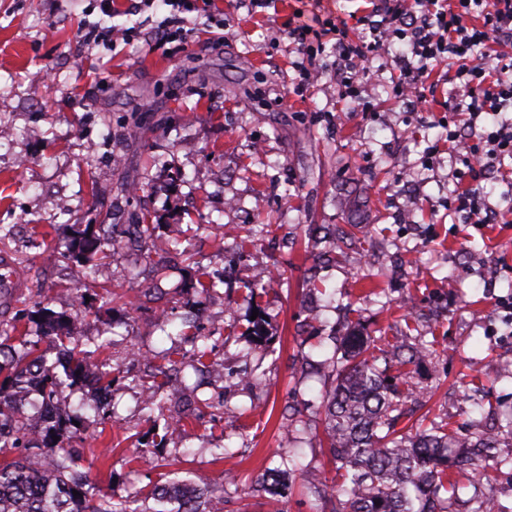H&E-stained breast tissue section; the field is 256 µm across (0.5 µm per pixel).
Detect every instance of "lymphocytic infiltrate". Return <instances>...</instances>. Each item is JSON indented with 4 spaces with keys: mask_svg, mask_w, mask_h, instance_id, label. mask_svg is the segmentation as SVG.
<instances>
[{
    "mask_svg": "<svg viewBox=\"0 0 512 512\" xmlns=\"http://www.w3.org/2000/svg\"><path fill=\"white\" fill-rule=\"evenodd\" d=\"M214 0H136L135 12L164 11L156 31L160 37L192 38L187 16L196 13L206 28H223L224 15ZM363 36L350 37L346 21L315 26L295 21L285 33L298 55L300 86L318 82L324 72V36L333 35L338 60L336 84L340 98H356L371 76L369 63L388 42L403 50L395 60L397 97L410 107L425 102L435 64L455 61L456 81L448 96V114L467 117L470 136L444 122L448 155L459 160L456 188L448 207L469 224H495L501 215L476 183L491 168L512 159V0H365L357 18ZM495 115L485 125L484 115Z\"/></svg>",
    "mask_w": 512,
    "mask_h": 512,
    "instance_id": "1",
    "label": "lymphocytic infiltrate"
}]
</instances>
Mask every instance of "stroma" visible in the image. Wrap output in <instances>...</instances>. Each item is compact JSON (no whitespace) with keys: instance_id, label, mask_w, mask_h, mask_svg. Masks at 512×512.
Wrapping results in <instances>:
<instances>
[{"instance_id":"35a3bbf8","label":"stroma","mask_w":512,"mask_h":512,"mask_svg":"<svg viewBox=\"0 0 512 512\" xmlns=\"http://www.w3.org/2000/svg\"><path fill=\"white\" fill-rule=\"evenodd\" d=\"M216 5L226 30L186 43L155 40L144 13L104 17L99 0H0V271L25 266L0 317L31 329L22 312L39 286L83 336L112 337L102 353L115 369L112 416L71 442L99 485L121 493L188 479L223 487L224 512H329L298 470L336 474L322 409L333 337H373L378 367L418 392L408 409L457 436L512 416L501 307L512 300V180L490 172L478 183L504 223L449 211L455 164L439 121L454 71L435 67L428 112L412 111L391 92L400 43L374 58L365 111L337 97L334 50L321 83L295 87L282 34L296 11L333 21L359 0H278L251 16L236 0ZM88 21L118 30L115 46L83 43ZM140 215L192 260L149 261L127 234ZM89 224L115 242L98 281L127 298L94 295L80 311L70 290L79 266L59 262L54 245ZM204 272L222 281L207 297ZM192 334L223 377L197 365ZM400 343L433 353L400 364L390 355ZM174 350L182 363L169 380L181 395L170 408L185 419L161 440L136 381ZM495 453L485 488L512 512V468L495 462L512 457V440ZM285 456L297 468L279 495L254 488Z\"/></svg>"}]
</instances>
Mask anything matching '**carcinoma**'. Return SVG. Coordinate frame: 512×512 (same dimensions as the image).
I'll return each mask as SVG.
<instances>
[{
  "label": "carcinoma",
  "instance_id": "obj_1",
  "mask_svg": "<svg viewBox=\"0 0 512 512\" xmlns=\"http://www.w3.org/2000/svg\"><path fill=\"white\" fill-rule=\"evenodd\" d=\"M153 229L151 224L130 225L131 235L149 251ZM109 245L111 241L89 225L68 240L59 258L84 263L106 256ZM73 288L76 301L81 302L98 285L86 272ZM33 308L44 324L36 336H16V325L0 323V454L12 455L0 463V512H214L224 500L221 487L198 488L175 481L138 498L124 497L77 473L68 429L75 421L84 425L79 413L47 426L37 437L24 436L26 418L21 406L29 382L38 381L42 395L51 397L65 379L80 383L95 358L65 316L41 301L34 302ZM372 342L370 336L351 333L341 338L329 359L333 385L326 394L324 430L340 483H320L312 490L331 503V512H447L440 492L457 494L451 471L463 467L478 472L501 436L486 432L478 421L467 441L434 420L413 433L398 429L406 396L366 356ZM61 351L67 353L69 363L60 375L48 365L47 355ZM142 390L147 421L154 422L164 416L163 386L154 380ZM43 448L57 449L49 469L42 466L39 450ZM462 448L470 452L464 454ZM151 499L173 508L150 507Z\"/></svg>",
  "mask_w": 512,
  "mask_h": 512
}]
</instances>
